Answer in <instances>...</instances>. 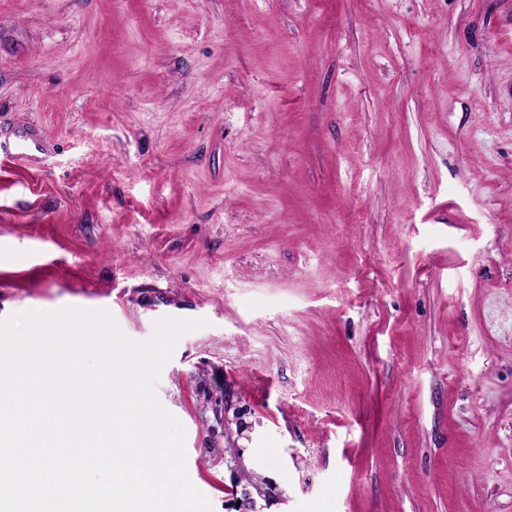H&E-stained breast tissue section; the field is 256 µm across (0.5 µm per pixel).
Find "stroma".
<instances>
[{"instance_id":"stroma-1","label":"stroma","mask_w":512,"mask_h":512,"mask_svg":"<svg viewBox=\"0 0 512 512\" xmlns=\"http://www.w3.org/2000/svg\"><path fill=\"white\" fill-rule=\"evenodd\" d=\"M21 121L0 320H204L212 512H512V0H0ZM48 137L35 123H16L1 134L0 163L5 160L25 168H33L45 154Z\"/></svg>"}]
</instances>
